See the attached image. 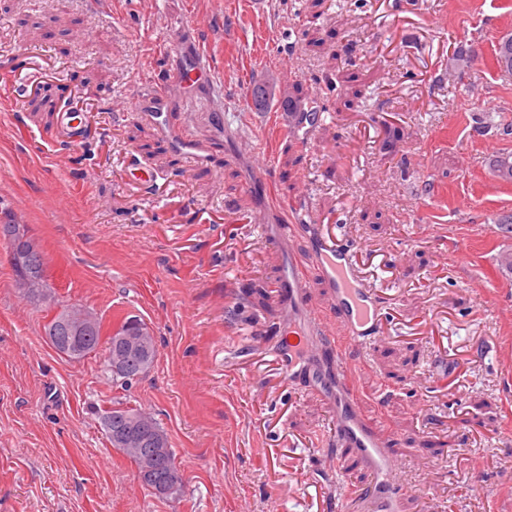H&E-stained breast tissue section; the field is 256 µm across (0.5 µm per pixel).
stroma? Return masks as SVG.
<instances>
[{
	"label": "stroma",
	"instance_id": "1",
	"mask_svg": "<svg viewBox=\"0 0 512 512\" xmlns=\"http://www.w3.org/2000/svg\"><path fill=\"white\" fill-rule=\"evenodd\" d=\"M508 35L512 0H0V209L22 207L60 302L107 335L137 317L158 348L126 391L101 353L59 354L0 242V512L365 506L360 458L332 463L335 406L269 369L283 260L306 244L258 227L245 184L261 174L358 244L390 312L361 384L406 460L405 512H512ZM181 42L214 77L171 115L207 147L193 164L138 105ZM297 92L322 114L303 141L282 104ZM72 95L74 127L32 105ZM117 401L167 432L177 494L154 495L112 447L97 412Z\"/></svg>",
	"mask_w": 512,
	"mask_h": 512
}]
</instances>
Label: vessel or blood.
I'll list each match as a JSON object with an SVG mask.
<instances>
[{
    "mask_svg": "<svg viewBox=\"0 0 512 512\" xmlns=\"http://www.w3.org/2000/svg\"><path fill=\"white\" fill-rule=\"evenodd\" d=\"M209 78L202 55H189L175 79L141 101L142 110L152 113L171 145L189 153L197 150V142L182 127L172 124L168 115L181 111L187 95L206 85ZM248 190L267 196L269 209L280 219L275 227L277 235L284 240L305 239L309 251L305 257L289 253L279 283L284 324L293 325L297 315H304L307 332L280 345L275 368L292 378L306 377L313 389L332 394L340 421L333 435L337 450L355 452L377 479L373 512H403L406 493L398 478L403 462L389 446V431L364 408L358 386L363 368L351 357L379 335L384 318L379 297L368 288L367 278L354 259L352 243L338 237L333 228L306 223L298 207L281 205L271 197L267 178L252 182ZM313 273L328 290L336 308L335 320H327L309 305V276Z\"/></svg>",
    "mask_w": 512,
    "mask_h": 512,
    "instance_id": "b4317fda",
    "label": "vessel or blood"
}]
</instances>
